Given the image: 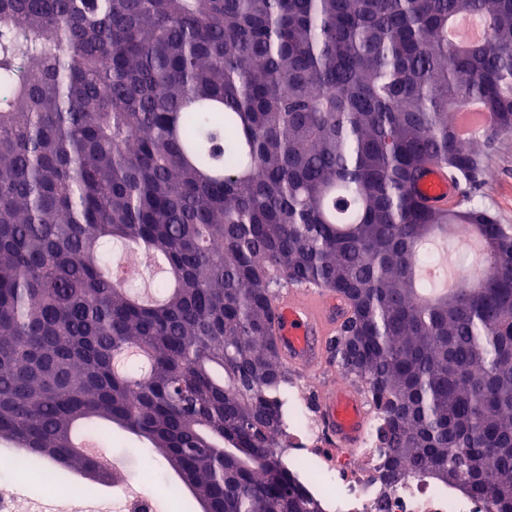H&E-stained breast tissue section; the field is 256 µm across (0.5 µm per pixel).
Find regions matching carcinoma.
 <instances>
[{"mask_svg": "<svg viewBox=\"0 0 512 512\" xmlns=\"http://www.w3.org/2000/svg\"><path fill=\"white\" fill-rule=\"evenodd\" d=\"M476 18L487 39L448 43ZM489 124L456 133L457 108ZM512 134V0H0V444L26 470L112 472L118 427L210 512H324L288 467L280 288L346 304L336 366L375 410L383 480L412 466L512 512V227L432 208L429 163L480 185ZM490 247L425 302L424 240ZM169 277L144 303L116 246ZM138 347L146 374L115 371Z\"/></svg>", "mask_w": 512, "mask_h": 512, "instance_id": "obj_1", "label": "carcinoma"}]
</instances>
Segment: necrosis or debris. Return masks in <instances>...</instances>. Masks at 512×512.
<instances>
[{"label":"necrosis or debris","instance_id":"1","mask_svg":"<svg viewBox=\"0 0 512 512\" xmlns=\"http://www.w3.org/2000/svg\"><path fill=\"white\" fill-rule=\"evenodd\" d=\"M313 378L297 385L284 432L286 456L305 486L322 502L325 512H491L487 498L460 495L457 488L438 487L415 468H408L396 483L384 484V455L374 440L373 422H366L356 446L330 448L316 421ZM113 512H152V501L126 463L113 466Z\"/></svg>","mask_w":512,"mask_h":512}]
</instances>
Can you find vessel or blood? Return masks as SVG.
Masks as SVG:
<instances>
[{
  "label": "vessel or blood",
  "instance_id": "vessel-or-blood-1",
  "mask_svg": "<svg viewBox=\"0 0 512 512\" xmlns=\"http://www.w3.org/2000/svg\"><path fill=\"white\" fill-rule=\"evenodd\" d=\"M412 192L424 203L444 207L457 203L459 197L457 184L435 163L424 168ZM344 309L343 301L324 288L291 290L279 295L274 334L291 369L304 373L322 369ZM321 408L324 426L333 438L347 446L358 440L364 419L355 393L324 388Z\"/></svg>",
  "mask_w": 512,
  "mask_h": 512
}]
</instances>
